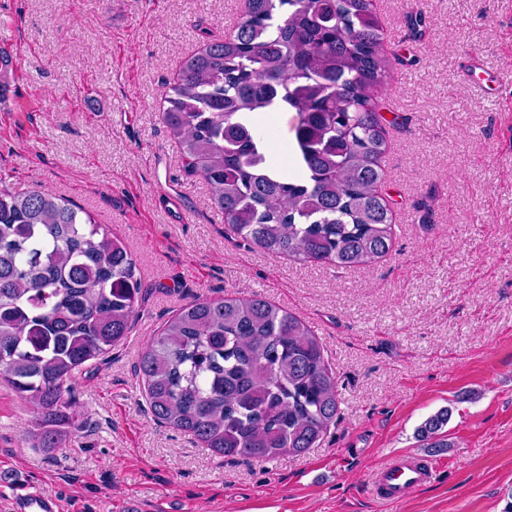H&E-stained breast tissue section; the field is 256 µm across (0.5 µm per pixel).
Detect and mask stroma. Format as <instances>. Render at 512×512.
Listing matches in <instances>:
<instances>
[{
	"mask_svg": "<svg viewBox=\"0 0 512 512\" xmlns=\"http://www.w3.org/2000/svg\"><path fill=\"white\" fill-rule=\"evenodd\" d=\"M408 57L382 94L403 123L383 160L397 202L391 255L337 271L241 247L188 174L159 112L182 60L237 22L242 0H0V183L84 207L126 245L139 318L108 362L72 381L82 429L31 448V406L0 380V461L59 512H505L512 501V0H375ZM421 13L420 36L408 26ZM289 113L266 112L292 172ZM265 296L308 324L342 415L318 446L224 458L145 414L135 366L183 304ZM450 409L448 448L416 430ZM423 458L431 483L378 500L371 473Z\"/></svg>",
	"mask_w": 512,
	"mask_h": 512,
	"instance_id": "1",
	"label": "stroma"
}]
</instances>
